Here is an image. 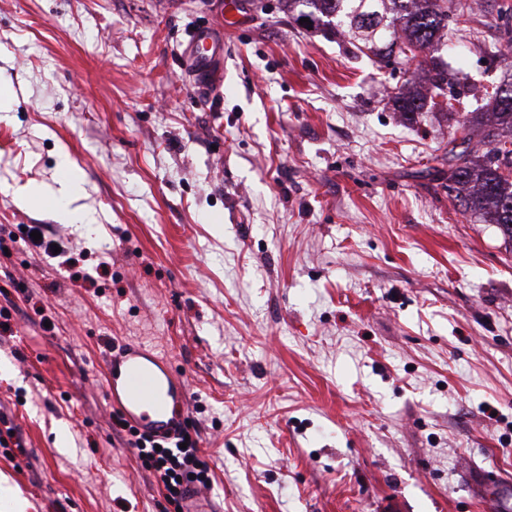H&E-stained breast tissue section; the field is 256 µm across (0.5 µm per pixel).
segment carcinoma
<instances>
[{
	"instance_id": "1",
	"label": "carcinoma",
	"mask_w": 512,
	"mask_h": 512,
	"mask_svg": "<svg viewBox=\"0 0 512 512\" xmlns=\"http://www.w3.org/2000/svg\"><path fill=\"white\" fill-rule=\"evenodd\" d=\"M297 18L311 21V29L328 36L336 28L346 29L357 49L365 48L382 58L407 57L420 68L433 72L427 96L408 87L393 96L397 111L405 117L436 107L435 94L454 83V77L435 58L413 53L433 51L448 28V0H285ZM495 121L484 129L489 149L477 163L470 152L448 149L449 179L452 191L464 212L485 224H495L503 236L512 240V179L501 168L512 164V149L502 152L500 145L512 142V82L497 87L493 96Z\"/></svg>"
}]
</instances>
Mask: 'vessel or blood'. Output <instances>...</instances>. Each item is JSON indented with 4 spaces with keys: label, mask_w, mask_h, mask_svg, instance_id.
<instances>
[{
    "label": "vessel or blood",
    "mask_w": 512,
    "mask_h": 512,
    "mask_svg": "<svg viewBox=\"0 0 512 512\" xmlns=\"http://www.w3.org/2000/svg\"><path fill=\"white\" fill-rule=\"evenodd\" d=\"M185 52L197 85L213 84L223 39L211 29L196 31ZM107 382L110 408L141 432L161 438L181 428L189 386L168 361L142 345H128L120 356L109 357Z\"/></svg>",
    "instance_id": "b4317fda"
}]
</instances>
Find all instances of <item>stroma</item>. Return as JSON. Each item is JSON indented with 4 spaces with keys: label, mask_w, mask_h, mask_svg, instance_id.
I'll return each mask as SVG.
<instances>
[{
    "label": "stroma",
    "mask_w": 512,
    "mask_h": 512,
    "mask_svg": "<svg viewBox=\"0 0 512 512\" xmlns=\"http://www.w3.org/2000/svg\"><path fill=\"white\" fill-rule=\"evenodd\" d=\"M224 2L0 0V497L166 508L106 398L139 343L190 387L213 512H497L489 474L512 512V242L448 190L462 113L512 78V0L451 13L455 112L409 120L415 66ZM199 25L224 32L208 88ZM65 174L77 222L21 195ZM197 85H213L216 64L224 53V41L213 29L196 31L185 49ZM394 105L398 112L405 117H410L416 112H422L428 103V96L423 93L415 92L410 87H403L393 96Z\"/></svg>",
    "instance_id": "stroma-1"
}]
</instances>
